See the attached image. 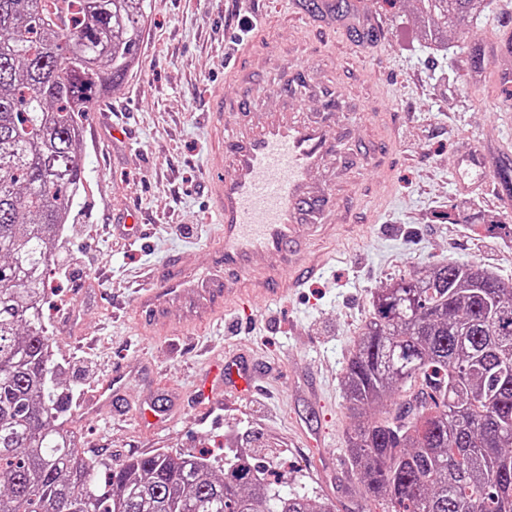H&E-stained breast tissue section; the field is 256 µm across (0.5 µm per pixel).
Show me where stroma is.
Wrapping results in <instances>:
<instances>
[{
  "mask_svg": "<svg viewBox=\"0 0 512 512\" xmlns=\"http://www.w3.org/2000/svg\"><path fill=\"white\" fill-rule=\"evenodd\" d=\"M380 35L319 21L296 25L294 0H152L139 64L111 98L82 118L84 181L73 223L61 239L72 270L50 274L45 314L65 371L66 424L86 457L117 467L158 451L203 452L223 461L228 449L274 463L288 489L332 502L335 512H366L368 502L344 456L354 423L343 375L372 298L390 280L446 261L477 262L512 287V240L480 233L503 221L494 182L459 194L449 179L460 149L489 132L512 134L491 82L472 83L467 54L427 48L415 0H360ZM264 17L262 39L292 46L307 40L297 64L320 70L334 93L407 115L393 146L392 171L362 170L373 221L358 235L326 245L327 269L276 303H258L247 322L227 312L186 330L178 347L142 324L135 288L175 256L210 274L217 242L209 183L223 170L210 122L225 82L227 37L246 17ZM512 27V0H494L469 26L473 49ZM121 130L114 139L113 130ZM137 219L141 237L126 226ZM188 233H180V226ZM254 363L257 389L199 399L194 391L212 358ZM123 385L109 407L85 402L115 374ZM160 423L141 422L146 404Z\"/></svg>",
  "mask_w": 512,
  "mask_h": 512,
  "instance_id": "1",
  "label": "stroma"
}]
</instances>
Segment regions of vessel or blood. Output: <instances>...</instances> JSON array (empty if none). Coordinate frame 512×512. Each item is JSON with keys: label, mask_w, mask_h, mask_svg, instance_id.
<instances>
[{"label": "vessel or blood", "mask_w": 512, "mask_h": 512, "mask_svg": "<svg viewBox=\"0 0 512 512\" xmlns=\"http://www.w3.org/2000/svg\"><path fill=\"white\" fill-rule=\"evenodd\" d=\"M512 54V35L502 34L492 44L473 52L475 61L487 54ZM275 63L285 72L277 95L265 92L262 70L233 63L227 79L238 88L219 101L224 114V178L218 183L216 221L220 241L214 251L213 272L199 275L168 260L140 288L138 315L154 318L170 302L181 303L192 322L213 318L230 304L245 305L261 298L282 299L322 276L326 263L314 255L312 232L336 233L335 214L346 223L357 221L347 201L353 192L345 183H331L333 164L370 167L389 154L390 142L355 140L344 154V102L323 93L324 109L303 115L300 92L310 82L308 71L292 66L287 56ZM495 161L484 158L476 146L458 157L450 180L458 191L496 172ZM277 266H269L271 256ZM253 367L248 360L228 357L217 364L202 386L243 394L251 391Z\"/></svg>", "instance_id": "obj_1"}]
</instances>
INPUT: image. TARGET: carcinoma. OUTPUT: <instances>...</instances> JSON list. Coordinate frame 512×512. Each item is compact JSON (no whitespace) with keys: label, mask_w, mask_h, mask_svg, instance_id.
<instances>
[{"label":"carcinoma","mask_w":512,"mask_h":512,"mask_svg":"<svg viewBox=\"0 0 512 512\" xmlns=\"http://www.w3.org/2000/svg\"><path fill=\"white\" fill-rule=\"evenodd\" d=\"M492 0H416L426 44ZM151 0H0V512H333L235 453L81 458L43 306L82 186V117L138 63ZM448 261L375 293L345 452L383 512H512V289Z\"/></svg>","instance_id":"carcinoma-1"}]
</instances>
